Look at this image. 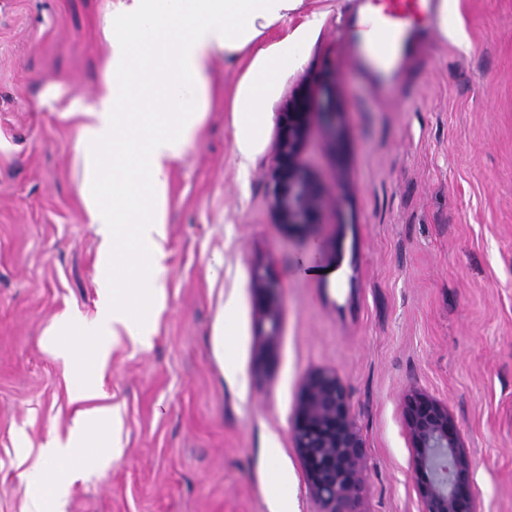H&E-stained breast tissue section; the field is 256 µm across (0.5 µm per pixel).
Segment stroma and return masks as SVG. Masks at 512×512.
<instances>
[{
  "instance_id": "1",
  "label": "stroma",
  "mask_w": 512,
  "mask_h": 512,
  "mask_svg": "<svg viewBox=\"0 0 512 512\" xmlns=\"http://www.w3.org/2000/svg\"><path fill=\"white\" fill-rule=\"evenodd\" d=\"M361 2L335 0L311 33L245 170L224 109L244 64L212 56L210 106L169 172L154 334L116 337L103 371L120 455L64 512H270L275 494L319 512L291 434L316 369L347 385L364 442L354 512H424L403 418L414 391L452 412L478 512H512V0H450L447 34L423 27L377 86L342 35ZM111 15L112 0H0V512H28L23 472L73 424L76 374L45 333L98 310L77 112L105 76ZM306 81L321 112L301 161L330 202L298 230L274 223L267 174ZM258 269L278 282L271 349Z\"/></svg>"
}]
</instances>
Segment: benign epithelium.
I'll use <instances>...</instances> for the list:
<instances>
[{"instance_id":"benign-epithelium-1","label":"benign epithelium","mask_w":512,"mask_h":512,"mask_svg":"<svg viewBox=\"0 0 512 512\" xmlns=\"http://www.w3.org/2000/svg\"><path fill=\"white\" fill-rule=\"evenodd\" d=\"M317 113L310 86L295 94L281 113L276 162L268 174L269 207L278 224L317 225L329 203L323 185L300 162L311 118ZM251 288L259 299L261 320L276 326V283L257 275ZM404 420L415 449L413 470L424 512H477L470 451L448 405L415 391L407 398ZM292 439L321 512H351L349 502L362 481L364 444L350 394L336 372L317 369L303 380Z\"/></svg>"}]
</instances>
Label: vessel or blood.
<instances>
[{
  "instance_id": "1",
  "label": "vessel or blood",
  "mask_w": 512,
  "mask_h": 512,
  "mask_svg": "<svg viewBox=\"0 0 512 512\" xmlns=\"http://www.w3.org/2000/svg\"><path fill=\"white\" fill-rule=\"evenodd\" d=\"M436 0H384L369 23L357 24L353 39L374 78L396 69L413 26L434 20Z\"/></svg>"
}]
</instances>
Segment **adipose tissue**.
I'll return each instance as SVG.
<instances>
[{"instance_id": "ef3b65f1", "label": "adipose tissue", "mask_w": 512, "mask_h": 512, "mask_svg": "<svg viewBox=\"0 0 512 512\" xmlns=\"http://www.w3.org/2000/svg\"><path fill=\"white\" fill-rule=\"evenodd\" d=\"M306 2L113 0L105 77L80 112V195L102 239L108 272L96 318L65 347L80 380L75 402L99 397L97 371L114 336L123 332L145 344L153 333L145 313L163 296L155 276L166 257L168 173L209 106L204 73L211 56L220 51L246 61L227 106L245 165L265 144L268 100L326 17ZM302 10L303 25L269 39ZM114 420L108 408L81 409L69 436L49 442L38 466L24 475L29 512H62L74 463L98 466Z\"/></svg>"}]
</instances>
